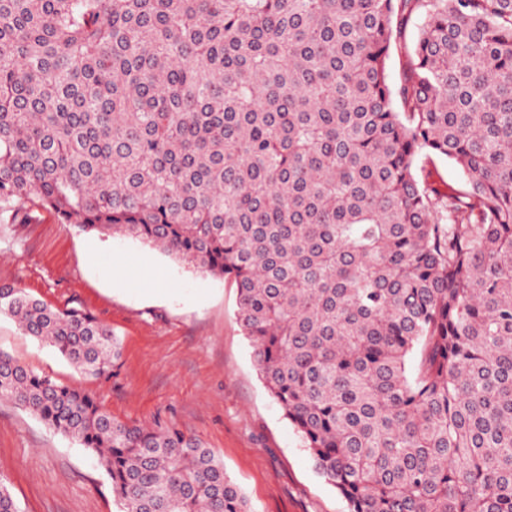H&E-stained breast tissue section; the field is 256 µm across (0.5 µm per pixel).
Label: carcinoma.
<instances>
[{"label": "carcinoma", "instance_id": "1", "mask_svg": "<svg viewBox=\"0 0 512 512\" xmlns=\"http://www.w3.org/2000/svg\"><path fill=\"white\" fill-rule=\"evenodd\" d=\"M424 152L465 190L421 186ZM30 198L232 281L349 512H512V0H0V210ZM0 315L85 376L120 356L81 307L0 286ZM0 399L90 450L119 512H255L201 441L2 350ZM417 23L418 22L415 20L406 27L403 36L399 41L400 43H397V46L394 45L390 59L388 60L387 72L390 83L393 86L398 85L403 77L405 58L401 53L400 45H411L417 39L419 33Z\"/></svg>", "mask_w": 512, "mask_h": 512}]
</instances>
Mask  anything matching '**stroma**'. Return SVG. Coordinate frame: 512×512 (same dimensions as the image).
Returning <instances> with one entry per match:
<instances>
[{
	"label": "stroma",
	"mask_w": 512,
	"mask_h": 512,
	"mask_svg": "<svg viewBox=\"0 0 512 512\" xmlns=\"http://www.w3.org/2000/svg\"><path fill=\"white\" fill-rule=\"evenodd\" d=\"M417 173L443 191L465 187L460 167L444 157L419 156ZM16 211L36 212L38 220L21 224L0 212V285L24 288L53 308L83 307L112 329L121 355L109 377H83L4 315L1 350L85 389L118 421L199 439L256 512H348L259 380L232 282L193 272L139 241L58 223L31 202ZM0 476L20 512H118L92 452L4 400Z\"/></svg>",
	"instance_id": "stroma-1"
}]
</instances>
